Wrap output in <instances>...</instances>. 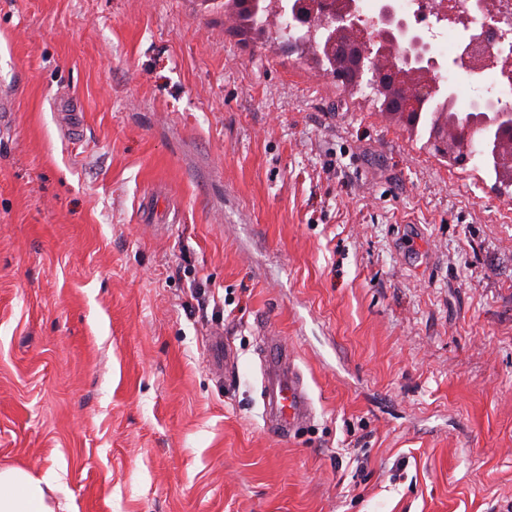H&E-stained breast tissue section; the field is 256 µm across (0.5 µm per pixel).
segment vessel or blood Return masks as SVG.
Masks as SVG:
<instances>
[{"label": "vessel or blood", "mask_w": 512, "mask_h": 512, "mask_svg": "<svg viewBox=\"0 0 512 512\" xmlns=\"http://www.w3.org/2000/svg\"><path fill=\"white\" fill-rule=\"evenodd\" d=\"M263 417L275 435L295 434L313 416V405L296 356L278 336L264 337L259 349Z\"/></svg>", "instance_id": "obj_1"}]
</instances>
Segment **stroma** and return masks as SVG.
<instances>
[{
    "mask_svg": "<svg viewBox=\"0 0 512 512\" xmlns=\"http://www.w3.org/2000/svg\"><path fill=\"white\" fill-rule=\"evenodd\" d=\"M4 88L1 467L70 512L512 506V189L477 160L224 0H0ZM267 332L315 407L288 439ZM259 356L264 421L275 435L290 437L313 416L303 374L294 351L280 336H264Z\"/></svg>",
    "mask_w": 512,
    "mask_h": 512,
    "instance_id": "35a3bbf8",
    "label": "stroma"
}]
</instances>
